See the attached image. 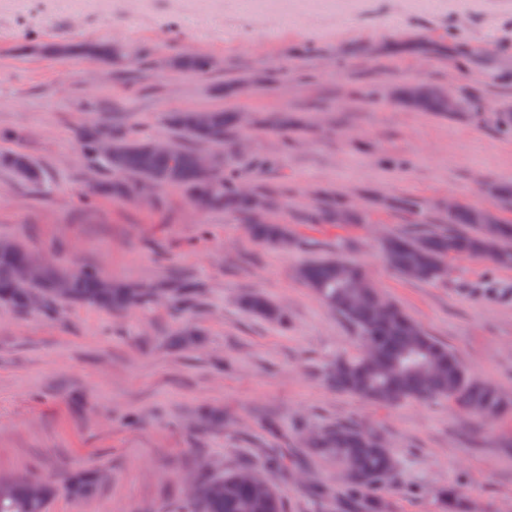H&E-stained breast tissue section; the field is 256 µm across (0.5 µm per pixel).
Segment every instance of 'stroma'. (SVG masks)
<instances>
[{"instance_id": "stroma-1", "label": "stroma", "mask_w": 512, "mask_h": 512, "mask_svg": "<svg viewBox=\"0 0 512 512\" xmlns=\"http://www.w3.org/2000/svg\"><path fill=\"white\" fill-rule=\"evenodd\" d=\"M96 40L123 47L121 69L46 50ZM183 53L210 58L211 73L170 67ZM228 79L242 81L237 96H224ZM393 82L512 107V0H0V129L16 133L0 151H24L45 174L34 189L0 169V241L67 273L91 268L160 294L180 281L200 290L183 313L155 303L119 314L0 307V476L61 486L94 467L108 475L99 491L58 493L49 512H181L198 468L260 465L282 448L259 424L272 417L288 463L268 478L286 512H343V471L305 450L308 433L337 423L378 431L394 455L384 512H442L443 486L460 491L463 512H512V418L486 422L443 399L380 406L333 391L320 374L359 349L353 328L296 275L333 254L364 265L470 375L512 398V299L498 297L512 268L456 257L430 285L396 275L382 251L385 237L409 229L385 207L396 195L512 220L479 185L512 183V133L489 112L406 110L389 97ZM185 109L247 114L246 146L225 147L224 162L286 189L274 216L291 222L290 248L253 242L234 216L198 209L177 188L79 205L90 182L107 178L75 145L90 118L166 140L167 114ZM281 112L309 133L271 130ZM331 188L369 210L370 223H295ZM253 290L287 310V327L241 306ZM174 326L195 341L173 346Z\"/></svg>"}]
</instances>
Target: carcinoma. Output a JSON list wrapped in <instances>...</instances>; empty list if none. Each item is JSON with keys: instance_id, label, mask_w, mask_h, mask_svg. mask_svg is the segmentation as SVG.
<instances>
[{"instance_id": "carcinoma-1", "label": "carcinoma", "mask_w": 512, "mask_h": 512, "mask_svg": "<svg viewBox=\"0 0 512 512\" xmlns=\"http://www.w3.org/2000/svg\"><path fill=\"white\" fill-rule=\"evenodd\" d=\"M89 57L105 64L122 62L120 46L95 42L82 48ZM183 73L199 76L209 69V62L200 55L186 54L176 60ZM398 103L418 112L448 114V91L431 84L403 83L397 85ZM205 121L196 122V112L184 110L170 117L179 135L195 145L224 150V144L239 129L236 112L204 113ZM112 132V155L97 151L104 135L99 122L92 120L77 135L80 153L102 170L112 174V180L100 184L94 192L133 199L140 186L148 180L161 185L187 189L191 196H207L211 207L232 213L247 225L250 237L257 243L284 248L290 242L288 227L278 221L266 224L251 222V211L259 201L279 204L282 192L274 186L248 189L243 178L233 171H224V160L214 166L211 175L200 171L199 154L177 140L154 148V142L135 136ZM18 152L0 153V168L12 171L30 186L42 184V168L26 157L27 166L20 169ZM392 207L412 224H448L450 229L419 235L399 234L387 238L383 249L388 265L399 275L408 267L418 269L416 281L434 284L448 276V260L455 256L477 257L491 265L512 267V222L503 221L498 234L488 238L477 221L478 208L462 203L452 211L430 215L423 201L402 196ZM307 224H366L368 215L354 209L343 196L324 193L317 203L301 213ZM30 259V253L19 244L7 243L0 251V306L15 310L31 307L37 297L45 303L83 301L114 313H122L153 300L151 288H130L100 278L85 270L63 274L45 267L35 282L16 280V271ZM299 277L308 288L333 312L345 318L356 330L360 352L345 355L325 368V376L336 391L363 400L398 405L407 401L446 399L449 403L473 415L501 416L506 408L502 393L493 385L468 374L447 345L431 336L412 319L400 305L385 297L371 282L366 270L340 256L303 265ZM65 281L67 294L56 293V285ZM198 289L183 282L171 290L170 301L177 310L193 304ZM251 313L277 322H285V312L265 295L254 292L242 300ZM307 447L339 463L349 473L346 505L356 512L361 500L378 508L376 493L393 486L395 458L389 449L380 446V437L358 425H332L307 437ZM252 470L244 464L220 475H200L185 497L184 512H284V501L277 488L268 484L262 492L243 479ZM99 471L85 468L74 472L67 484L68 494L75 499H87L97 492ZM56 489L49 482L33 481L26 476L0 479V512H47Z\"/></svg>"}]
</instances>
